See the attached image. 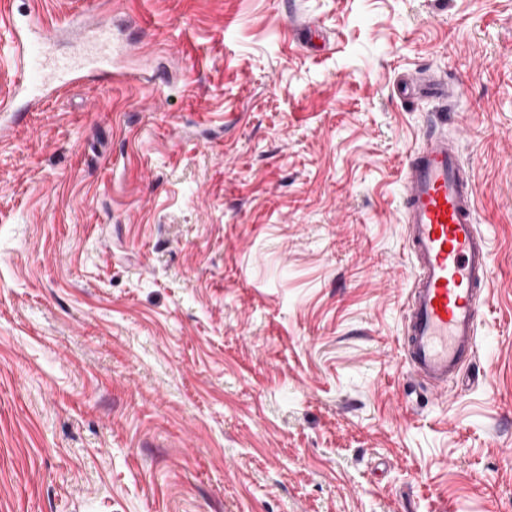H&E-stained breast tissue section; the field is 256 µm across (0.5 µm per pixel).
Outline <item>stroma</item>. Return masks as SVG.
<instances>
[{
  "label": "stroma",
  "instance_id": "obj_1",
  "mask_svg": "<svg viewBox=\"0 0 512 512\" xmlns=\"http://www.w3.org/2000/svg\"><path fill=\"white\" fill-rule=\"evenodd\" d=\"M87 3L153 62L0 134V512H512V0ZM441 126L491 288L436 395L401 220ZM426 90H437L442 98L448 100L452 95H460L462 88L455 86L454 88L446 85L441 77L423 69L419 71L416 79L405 82L400 86V93L404 96H415Z\"/></svg>",
  "mask_w": 512,
  "mask_h": 512
}]
</instances>
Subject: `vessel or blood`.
<instances>
[{
	"instance_id": "1",
	"label": "vessel or blood",
	"mask_w": 512,
	"mask_h": 512,
	"mask_svg": "<svg viewBox=\"0 0 512 512\" xmlns=\"http://www.w3.org/2000/svg\"><path fill=\"white\" fill-rule=\"evenodd\" d=\"M22 71L0 112L14 101L33 107L64 86L108 77L125 84L137 72L115 70L112 33L89 10L74 12L67 33L71 54L52 55L39 17L7 14L0 21ZM427 90L442 98L461 94L441 77L421 70L400 87L411 97ZM476 184L459 144L446 132L428 131L408 159L403 175V223L414 279L403 321V348L410 376L430 393L446 390L470 368L478 346L479 311L488 299L489 252L478 228Z\"/></svg>"
}]
</instances>
